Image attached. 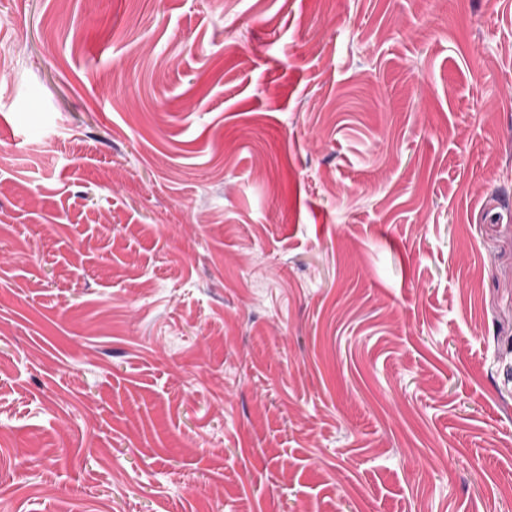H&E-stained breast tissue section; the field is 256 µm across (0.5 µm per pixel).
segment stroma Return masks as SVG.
I'll use <instances>...</instances> for the list:
<instances>
[{
    "mask_svg": "<svg viewBox=\"0 0 512 512\" xmlns=\"http://www.w3.org/2000/svg\"><path fill=\"white\" fill-rule=\"evenodd\" d=\"M0 512H512V0H0Z\"/></svg>",
    "mask_w": 512,
    "mask_h": 512,
    "instance_id": "35a3bbf8",
    "label": "stroma"
}]
</instances>
